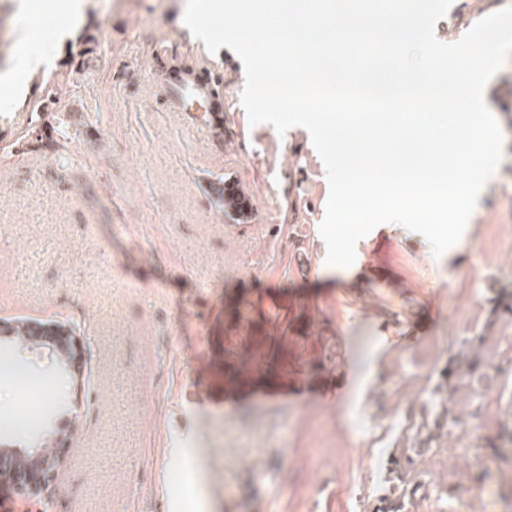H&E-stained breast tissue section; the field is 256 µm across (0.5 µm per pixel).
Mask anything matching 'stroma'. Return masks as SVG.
Wrapping results in <instances>:
<instances>
[{
	"mask_svg": "<svg viewBox=\"0 0 512 512\" xmlns=\"http://www.w3.org/2000/svg\"><path fill=\"white\" fill-rule=\"evenodd\" d=\"M92 3L28 73L21 108L0 112V320L66 324L89 347L81 379L43 349L21 357L30 380L0 377V418L27 409L28 390L70 440L50 512H371L384 497L404 512H512V315L494 309L512 292V58L484 89L503 155L461 240L438 257L382 224L349 273L326 262V169L307 130L249 125L242 62L193 40L185 0ZM510 5L454 0L435 35L456 42ZM62 23L45 0H0V75L19 41L40 53ZM90 35L102 50L88 56ZM185 62L222 76L223 131L166 108ZM51 87L81 127L65 168L20 140ZM226 180L248 222L213 204ZM477 334V375L444 383ZM249 336L288 351L271 383L224 402V353ZM272 383L295 393L271 401ZM447 407L464 423L434 442L436 471L413 437ZM330 440L358 466L324 463Z\"/></svg>",
	"mask_w": 512,
	"mask_h": 512,
	"instance_id": "1",
	"label": "stroma"
}]
</instances>
